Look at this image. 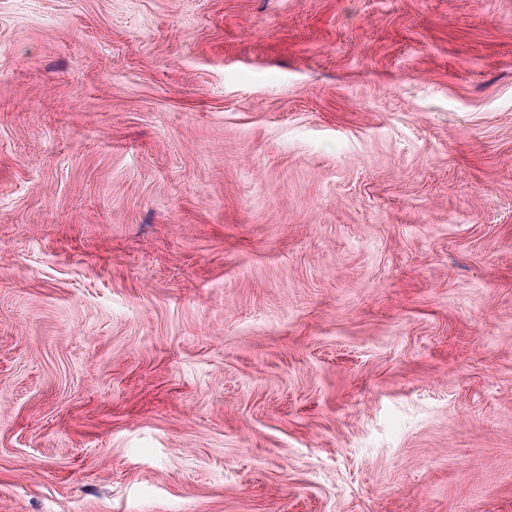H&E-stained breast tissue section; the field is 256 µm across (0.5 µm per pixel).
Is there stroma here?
Instances as JSON below:
<instances>
[{"label": "stroma", "mask_w": 512, "mask_h": 512, "mask_svg": "<svg viewBox=\"0 0 512 512\" xmlns=\"http://www.w3.org/2000/svg\"><path fill=\"white\" fill-rule=\"evenodd\" d=\"M0 512H512V0H0Z\"/></svg>", "instance_id": "obj_1"}]
</instances>
